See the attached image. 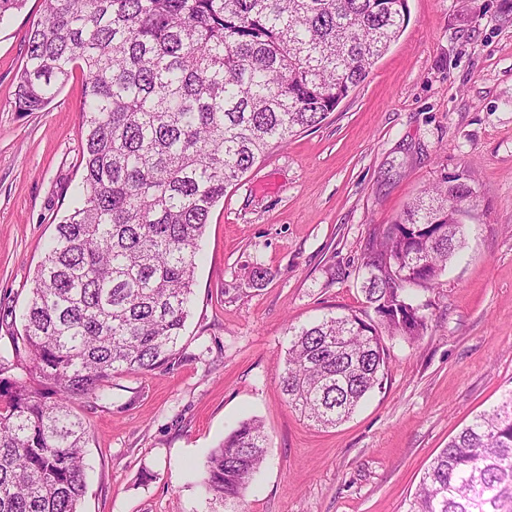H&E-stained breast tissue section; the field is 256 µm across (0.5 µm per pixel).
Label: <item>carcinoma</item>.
<instances>
[{"label":"carcinoma","mask_w":512,"mask_h":512,"mask_svg":"<svg viewBox=\"0 0 512 512\" xmlns=\"http://www.w3.org/2000/svg\"><path fill=\"white\" fill-rule=\"evenodd\" d=\"M27 33L16 107L43 109L85 74L79 197L37 267L12 359L0 356V512H79L86 427L74 400L112 375L170 363L190 314L212 208L274 142L315 127L362 83L409 20L408 0H43ZM442 178L374 231L349 313L291 336L288 405L319 428L349 419L388 370L383 335L428 328L413 287L463 244ZM262 422L212 450L205 492L239 503L265 459ZM406 512H512V390L431 460Z\"/></svg>","instance_id":"carcinoma-1"}]
</instances>
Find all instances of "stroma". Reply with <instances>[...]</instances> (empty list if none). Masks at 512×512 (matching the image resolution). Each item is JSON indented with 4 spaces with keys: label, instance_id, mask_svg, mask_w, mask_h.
<instances>
[{
    "label": "stroma",
    "instance_id": "obj_1",
    "mask_svg": "<svg viewBox=\"0 0 512 512\" xmlns=\"http://www.w3.org/2000/svg\"><path fill=\"white\" fill-rule=\"evenodd\" d=\"M409 8L398 40L336 110L272 146L212 208L176 359L113 376L108 400L75 401L90 465L80 512H232L191 469L249 416L268 448L245 512H405L431 458L512 390V0ZM42 13V0H25L0 21L4 354L82 176V71L40 111L15 103ZM458 172L475 196L463 249L438 284L414 290L427 331L386 339L382 386L349 420L311 425L280 387L289 326L366 311L374 228ZM256 264L268 271L258 284Z\"/></svg>",
    "mask_w": 512,
    "mask_h": 512
}]
</instances>
